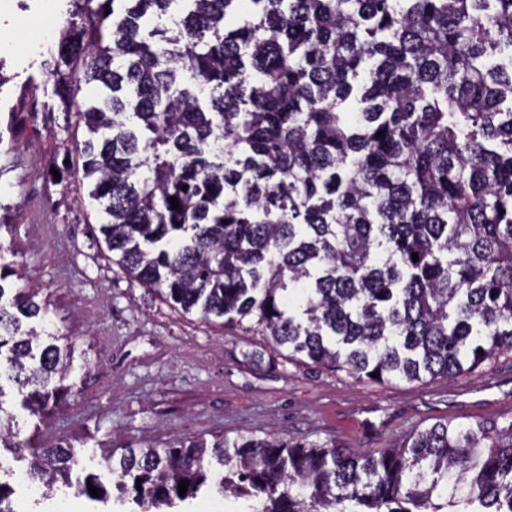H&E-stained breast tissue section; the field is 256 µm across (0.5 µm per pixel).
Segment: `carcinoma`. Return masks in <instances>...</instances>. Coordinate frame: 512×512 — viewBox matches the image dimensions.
Wrapping results in <instances>:
<instances>
[{
	"mask_svg": "<svg viewBox=\"0 0 512 512\" xmlns=\"http://www.w3.org/2000/svg\"><path fill=\"white\" fill-rule=\"evenodd\" d=\"M73 2L55 95L87 129L88 197L130 276L357 379L456 378L512 352V0ZM6 279L16 453L3 381L38 414L75 394L73 350L27 326L45 307ZM74 464L68 443L35 448L27 478L107 495ZM101 466L141 512L207 485L246 512H512V422H438L364 455L223 436Z\"/></svg>",
	"mask_w": 512,
	"mask_h": 512,
	"instance_id": "carcinoma-1",
	"label": "carcinoma"
}]
</instances>
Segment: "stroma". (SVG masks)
Wrapping results in <instances>:
<instances>
[{
	"label": "stroma",
	"mask_w": 512,
	"mask_h": 512,
	"mask_svg": "<svg viewBox=\"0 0 512 512\" xmlns=\"http://www.w3.org/2000/svg\"><path fill=\"white\" fill-rule=\"evenodd\" d=\"M72 0H0V261L12 283L46 306L44 334L75 343L79 389L43 417L19 411L22 437L70 443L74 477L114 451L220 436L336 446L354 454L397 447L437 422H512V353L454 380L377 383L269 350L249 324L185 315L114 264L75 169L87 137L49 78ZM14 512H139L61 485L30 483L28 451L0 453Z\"/></svg>",
	"instance_id": "35a3bbf8"
}]
</instances>
